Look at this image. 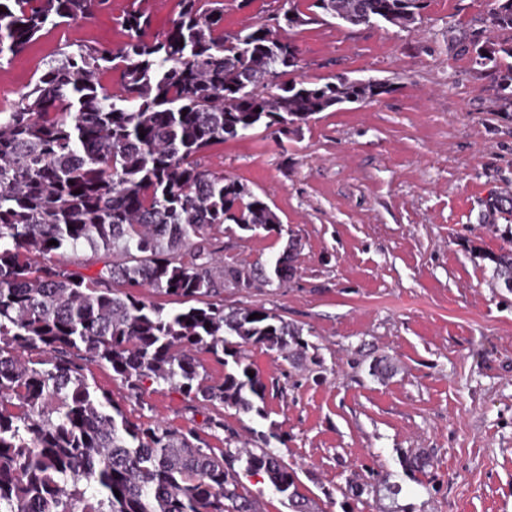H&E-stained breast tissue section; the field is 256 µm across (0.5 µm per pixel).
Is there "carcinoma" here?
<instances>
[{"label":"carcinoma","mask_w":512,"mask_h":512,"mask_svg":"<svg viewBox=\"0 0 512 512\" xmlns=\"http://www.w3.org/2000/svg\"><path fill=\"white\" fill-rule=\"evenodd\" d=\"M301 2L281 0L275 14L226 32L223 0H182L152 41L143 38L148 15L127 12L121 46L63 51L18 101L0 106V512H258L237 457L192 429L130 420L86 368L107 363L135 390L163 383L204 407L261 417L267 385L245 347L304 354L299 328L214 300L226 283L290 278L296 243L247 270L218 261L213 229L279 230L281 221L198 155L261 126L286 136L338 102L389 93L339 76L321 85L300 78V48L280 33L321 14L348 27L367 16L407 28L425 0H312L305 11ZM108 5L0 0V60L46 26L85 21ZM486 28L494 36L471 43L472 52L508 111L512 0H493ZM114 70L117 93L103 85ZM498 215H512L511 195L486 201L490 227ZM84 247L112 262L92 275L60 265ZM485 258L512 291V249ZM143 287L180 307L147 300ZM33 349L43 357L26 356ZM202 352L224 362L222 382L206 383ZM244 472L265 474L294 512H311L295 471L272 451H246Z\"/></svg>","instance_id":"cac0c4a2"}]
</instances>
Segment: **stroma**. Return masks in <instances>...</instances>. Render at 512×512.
<instances>
[{
  "instance_id": "35a3bbf8",
  "label": "stroma",
  "mask_w": 512,
  "mask_h": 512,
  "mask_svg": "<svg viewBox=\"0 0 512 512\" xmlns=\"http://www.w3.org/2000/svg\"><path fill=\"white\" fill-rule=\"evenodd\" d=\"M491 0H427L406 29L335 20L295 30L301 74L388 80L392 91L315 115L280 139L264 128L208 149L201 163L262 198L281 231H213L216 257L244 266L295 240V272L263 288L225 284V307L263 308L302 330L307 358L248 355L268 392L262 412L207 408L167 385L132 393L108 365L86 374L134 421L195 429L235 453L261 444L295 469L320 512H512V291L487 253L511 244L482 222L512 193V111L476 73L466 42ZM275 0H224L226 31ZM166 31L180 0H112L77 25L43 31L0 64V102L79 45L116 47L126 10ZM219 417L222 431L208 421Z\"/></svg>"
}]
</instances>
